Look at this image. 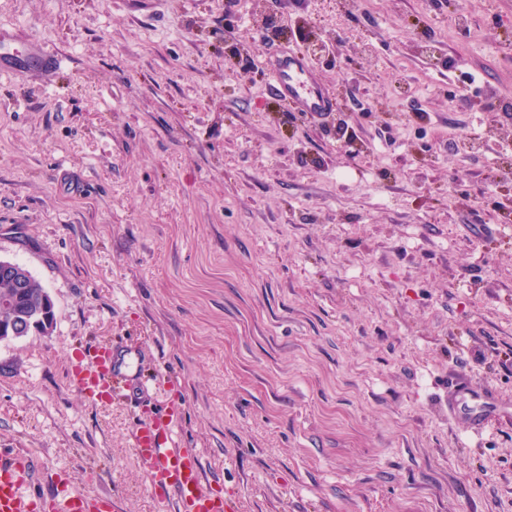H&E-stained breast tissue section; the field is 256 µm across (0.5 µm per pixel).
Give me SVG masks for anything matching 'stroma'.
I'll use <instances>...</instances> for the list:
<instances>
[{"label":"stroma","instance_id":"stroma-1","mask_svg":"<svg viewBox=\"0 0 512 512\" xmlns=\"http://www.w3.org/2000/svg\"><path fill=\"white\" fill-rule=\"evenodd\" d=\"M0 26L64 59L0 76V258L56 315L0 342L31 493L158 512L137 405L73 384L97 341L140 350L239 512H512V421L448 417L452 371L512 404V111L480 108L512 102V0H0ZM333 38L335 112L286 118L261 58ZM18 265L20 267L18 272L26 279L28 285V288H25L24 300L32 309H39L43 301L46 300L47 297L50 298V295L41 282L38 281L25 266Z\"/></svg>","mask_w":512,"mask_h":512}]
</instances>
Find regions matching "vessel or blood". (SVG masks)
<instances>
[{
  "mask_svg": "<svg viewBox=\"0 0 512 512\" xmlns=\"http://www.w3.org/2000/svg\"><path fill=\"white\" fill-rule=\"evenodd\" d=\"M10 30L0 28V74L14 77L49 68L59 57L39 42L23 51L11 47ZM271 90L295 111L325 115L335 112L336 102L318 81L308 59L297 51L282 53L267 62ZM130 351L92 345L82 350L73 373L76 389L90 402L109 405L133 394L132 383L122 382ZM448 412L470 429H485L497 417L493 389L474 388L457 377L448 379ZM181 412L175 405L154 409L132 430V446L144 464L161 512H239L231 501L207 487L197 449L184 447L179 438ZM34 459L24 452L0 453V512H113L110 495H87L59 481L49 501L39 503L25 494Z\"/></svg>",
  "mask_w": 512,
  "mask_h": 512,
  "instance_id": "obj_1",
  "label": "vessel or blood"
}]
</instances>
